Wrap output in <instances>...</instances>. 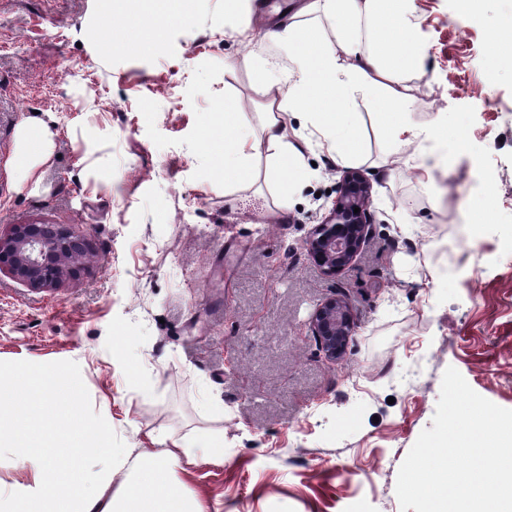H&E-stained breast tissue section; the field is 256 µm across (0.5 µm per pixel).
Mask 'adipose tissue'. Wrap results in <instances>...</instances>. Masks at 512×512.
<instances>
[{"label":"adipose tissue","instance_id":"obj_1","mask_svg":"<svg viewBox=\"0 0 512 512\" xmlns=\"http://www.w3.org/2000/svg\"><path fill=\"white\" fill-rule=\"evenodd\" d=\"M407 2L309 0L302 11L316 13L331 25L335 37L331 44L305 39L295 23L274 31L288 56V69L271 73L276 93L267 100L269 119L263 137L243 130L240 113H225L224 126L232 131L224 139L225 170L250 172L252 158L264 147L285 161L298 160L283 118L309 96L314 99L310 123L340 164L354 162L361 153L358 140L337 112L338 105H349L358 95L375 100L387 115L392 146L419 139L427 142L428 156L437 153L442 136L437 129L416 124L413 101L397 86L399 74L416 67L423 57ZM54 150L55 135L49 125L31 118L20 126L13 163L25 182L39 183ZM71 389V380L60 372L0 369V398L9 403L8 410L0 409V434L9 433L17 460L30 475L28 482L0 492V512H197L168 478L159 458L128 451L109 455L107 469L98 475L99 482L106 484L113 470L133 468V480L122 500L103 503L84 495L87 475L78 460L90 452L88 426L75 407L53 398L54 392Z\"/></svg>","mask_w":512,"mask_h":512}]
</instances>
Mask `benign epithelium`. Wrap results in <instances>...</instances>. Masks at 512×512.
Instances as JSON below:
<instances>
[{"mask_svg": "<svg viewBox=\"0 0 512 512\" xmlns=\"http://www.w3.org/2000/svg\"><path fill=\"white\" fill-rule=\"evenodd\" d=\"M370 192V183L361 173H345L329 214L313 228L308 251L327 274L342 271L360 254L370 229ZM356 207L360 208L357 213ZM90 255L86 236L66 224H14L7 235H0V271L33 290L57 287L76 260ZM355 328L351 306L343 297L327 299L310 318L311 332L330 360L345 353Z\"/></svg>", "mask_w": 512, "mask_h": 512, "instance_id": "1", "label": "benign epithelium"}]
</instances>
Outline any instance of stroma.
Here are the masks:
<instances>
[{"instance_id": "1", "label": "stroma", "mask_w": 512, "mask_h": 512, "mask_svg": "<svg viewBox=\"0 0 512 512\" xmlns=\"http://www.w3.org/2000/svg\"><path fill=\"white\" fill-rule=\"evenodd\" d=\"M194 2L144 52L120 44L104 0H0V231L70 224L93 245L53 290L0 273V364L66 371L109 447L161 454L203 512H401L398 471L447 367L512 409V64L489 42L512 0L465 20L456 0H412L426 48L405 77L414 119L447 120L460 148L420 181L419 144L393 148L356 99L371 234L333 276L306 241L345 168L304 113L286 117L288 139L317 176L287 194L270 153L255 183L225 185L214 125L225 100L261 134L268 69L288 64L274 23L328 43L332 29L299 16L302 0ZM35 114L57 132L37 187L12 164ZM335 295L357 329L331 362L308 318ZM193 436L223 440V459L187 464L176 450Z\"/></svg>"}]
</instances>
